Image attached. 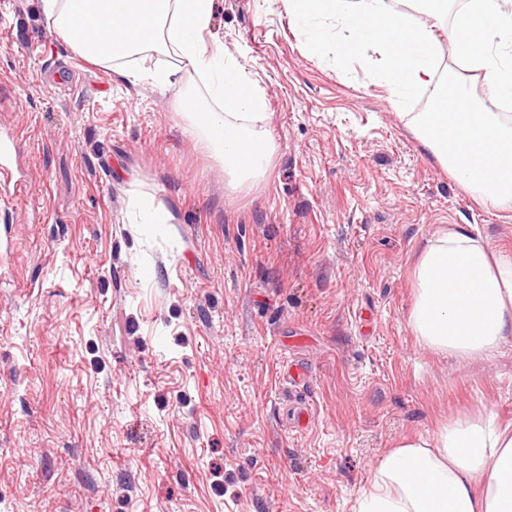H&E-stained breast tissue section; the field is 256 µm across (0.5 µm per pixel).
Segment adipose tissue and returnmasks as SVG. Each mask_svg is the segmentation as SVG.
Returning <instances> with one entry per match:
<instances>
[{
	"instance_id": "obj_1",
	"label": "adipose tissue",
	"mask_w": 512,
	"mask_h": 512,
	"mask_svg": "<svg viewBox=\"0 0 512 512\" xmlns=\"http://www.w3.org/2000/svg\"><path fill=\"white\" fill-rule=\"evenodd\" d=\"M504 3L468 0L453 16L448 43L491 98L511 100L512 9ZM42 13L71 50L118 65L132 83L166 88L182 71L204 77L218 109L186 90L175 110L231 187L265 177L273 152L260 127L265 93L209 41L214 0H42ZM288 15L313 49L325 45L326 20L347 33L349 51L372 48L374 76L395 110L430 90L433 110L409 115L423 147L473 196L512 208V113L483 111L463 75L438 73L434 24L449 16L448 0H288ZM149 52L169 57L170 66H140L138 56ZM409 325L435 353L460 360L494 353L512 335V256L456 228L440 230L415 266ZM356 512H512V430L481 409L400 441L379 459Z\"/></svg>"
}]
</instances>
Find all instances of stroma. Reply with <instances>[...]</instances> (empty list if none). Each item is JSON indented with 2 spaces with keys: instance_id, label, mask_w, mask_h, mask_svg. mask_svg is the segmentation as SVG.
<instances>
[{
  "instance_id": "obj_1",
  "label": "stroma",
  "mask_w": 512,
  "mask_h": 512,
  "mask_svg": "<svg viewBox=\"0 0 512 512\" xmlns=\"http://www.w3.org/2000/svg\"><path fill=\"white\" fill-rule=\"evenodd\" d=\"M1 17L0 137L27 191L0 204V512H353L399 441L484 407L512 422V337L462 362L408 321L427 240L455 224L512 252V211L425 150L370 57L312 51L287 0H217L212 38L264 89L274 144L233 190L174 110L203 77L131 84L41 0ZM133 195L172 223H134Z\"/></svg>"
}]
</instances>
